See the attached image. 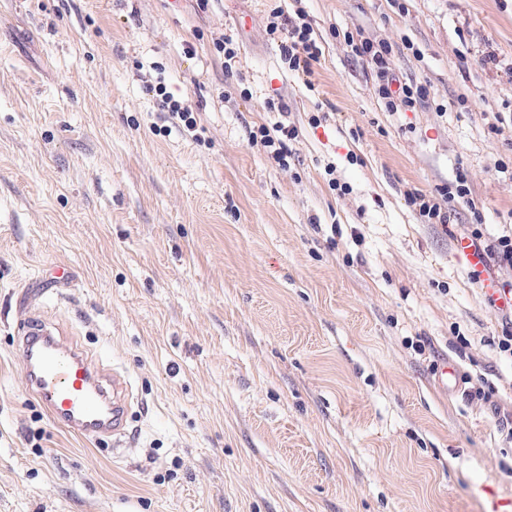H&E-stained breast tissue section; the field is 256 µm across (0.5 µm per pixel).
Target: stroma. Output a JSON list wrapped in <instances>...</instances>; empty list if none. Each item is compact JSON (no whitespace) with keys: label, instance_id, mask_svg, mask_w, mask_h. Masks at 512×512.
Wrapping results in <instances>:
<instances>
[{"label":"stroma","instance_id":"obj_1","mask_svg":"<svg viewBox=\"0 0 512 512\" xmlns=\"http://www.w3.org/2000/svg\"><path fill=\"white\" fill-rule=\"evenodd\" d=\"M276 7L314 30L311 84ZM348 30L428 87L415 111L386 110ZM279 121L285 170L249 142ZM460 172L473 207L422 223L406 192ZM476 228L512 229V0H0V512H512L507 325L453 256ZM29 314L128 377L122 437L29 393ZM283 15L280 8L270 11L266 25L267 35L279 43L281 60L288 65V71L302 77L305 84H311L314 64L322 55L321 48L312 37L313 30L308 23L290 24ZM146 90L148 93H153L156 100L159 101V106L162 110L169 112L172 119L178 120L179 128L188 133L193 140L198 143L204 142L205 138L203 134L205 129L202 126H198L197 120L193 115L194 112L190 106L184 102L176 100L170 92L167 91L166 85L159 81L157 84L147 85ZM181 123L182 126L179 125Z\"/></svg>","mask_w":512,"mask_h":512}]
</instances>
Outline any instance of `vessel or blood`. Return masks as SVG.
I'll list each match as a JSON object with an SVG mask.
<instances>
[{
    "label": "vessel or blood",
    "instance_id": "vessel-or-blood-1",
    "mask_svg": "<svg viewBox=\"0 0 512 512\" xmlns=\"http://www.w3.org/2000/svg\"><path fill=\"white\" fill-rule=\"evenodd\" d=\"M17 353L28 388L50 419L85 437L124 434L133 396L123 374L38 317L24 324Z\"/></svg>",
    "mask_w": 512,
    "mask_h": 512
}]
</instances>
